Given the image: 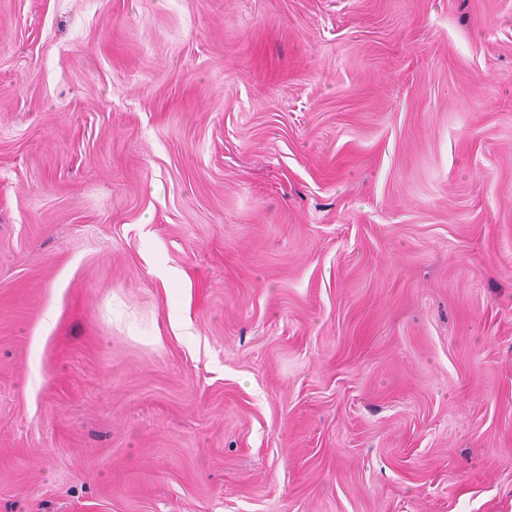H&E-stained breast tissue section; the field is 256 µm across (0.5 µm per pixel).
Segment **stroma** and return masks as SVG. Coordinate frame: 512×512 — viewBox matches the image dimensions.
Wrapping results in <instances>:
<instances>
[{
	"instance_id": "1",
	"label": "stroma",
	"mask_w": 512,
	"mask_h": 512,
	"mask_svg": "<svg viewBox=\"0 0 512 512\" xmlns=\"http://www.w3.org/2000/svg\"><path fill=\"white\" fill-rule=\"evenodd\" d=\"M0 512H512V0H0Z\"/></svg>"
}]
</instances>
